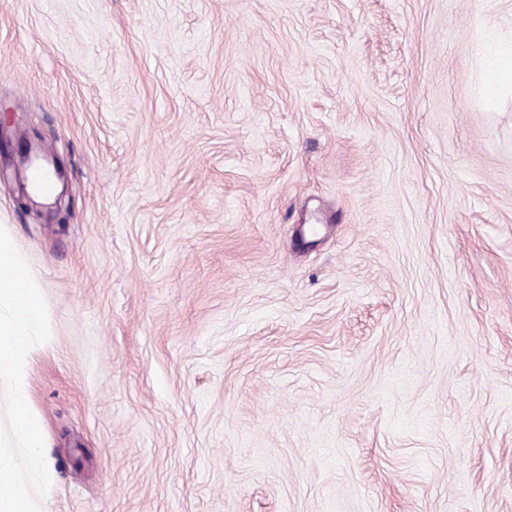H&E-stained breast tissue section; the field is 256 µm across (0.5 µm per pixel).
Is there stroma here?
I'll list each match as a JSON object with an SVG mask.
<instances>
[{
    "mask_svg": "<svg viewBox=\"0 0 512 512\" xmlns=\"http://www.w3.org/2000/svg\"><path fill=\"white\" fill-rule=\"evenodd\" d=\"M512 0H0L52 326L47 512H512ZM483 92L489 104L497 102L504 87H512V46L510 50H496L483 63Z\"/></svg>",
    "mask_w": 512,
    "mask_h": 512,
    "instance_id": "1",
    "label": "stroma"
}]
</instances>
